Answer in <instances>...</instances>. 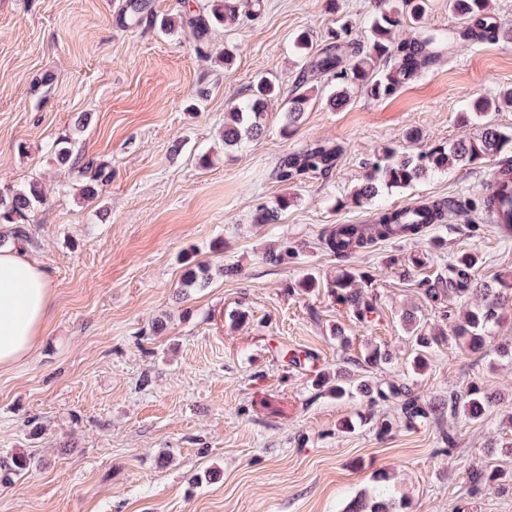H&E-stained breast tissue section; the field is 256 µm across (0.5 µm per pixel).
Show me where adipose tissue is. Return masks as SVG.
Masks as SVG:
<instances>
[{
    "label": "adipose tissue",
    "instance_id": "obj_1",
    "mask_svg": "<svg viewBox=\"0 0 512 512\" xmlns=\"http://www.w3.org/2000/svg\"><path fill=\"white\" fill-rule=\"evenodd\" d=\"M52 301L46 271L13 243L0 245V367L26 357Z\"/></svg>",
    "mask_w": 512,
    "mask_h": 512
}]
</instances>
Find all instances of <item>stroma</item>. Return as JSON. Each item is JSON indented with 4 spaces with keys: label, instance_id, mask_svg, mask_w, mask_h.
Wrapping results in <instances>:
<instances>
[{
    "label": "stroma",
    "instance_id": "stroma-1",
    "mask_svg": "<svg viewBox=\"0 0 512 512\" xmlns=\"http://www.w3.org/2000/svg\"><path fill=\"white\" fill-rule=\"evenodd\" d=\"M124 4L0 0V188L44 182L24 248L52 283L33 351L0 368V459L34 458L0 484V512H343L379 471L406 512H512V491L469 492L471 469L512 473V359L443 343L412 373L403 320L412 308L425 330L442 324L417 283L446 273L459 253L476 252L482 275L512 281V238L476 215L344 262L320 245L329 225L371 221L376 206L349 195L382 146L410 150L413 129L418 148L452 142L470 99L512 87V42L456 48L393 96L355 91L336 111L326 104L336 83L322 80L294 132L283 134L274 111L259 137L229 150L224 113L258 74L294 92L295 35L309 32L316 48L342 27L362 35L374 0H337L333 12L326 0H263L257 15L214 29L200 52L187 33L123 27ZM63 138L111 169L95 201H80L84 177L57 164L52 145ZM320 139L344 146L336 170L280 183L281 157ZM492 171L454 166L382 189L379 204L477 200ZM282 196L291 202L278 220L257 223L259 208ZM286 248L288 259L266 262ZM420 253L428 259L413 267ZM187 254L210 264L207 287L181 290ZM345 265L373 277L372 323L326 290L292 289L307 272L326 280ZM227 266L236 275L224 276ZM373 346L392 359L370 379L404 380L428 401L475 383L495 400L483 421L448 416L410 429L392 405L315 389L316 371L361 362ZM287 350L316 361L290 365ZM346 420L352 430H341ZM444 430L456 436L449 454Z\"/></svg>",
    "mask_w": 512,
    "mask_h": 512
}]
</instances>
